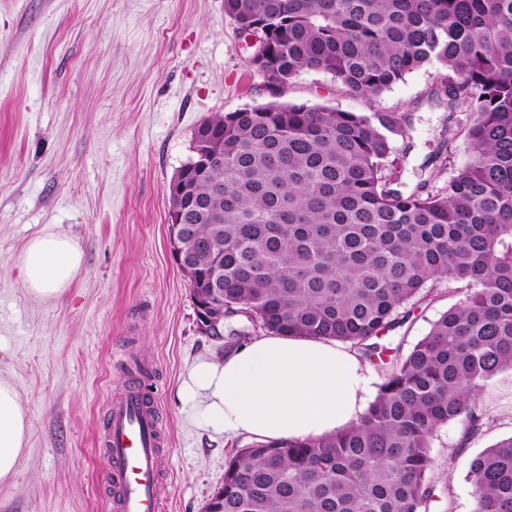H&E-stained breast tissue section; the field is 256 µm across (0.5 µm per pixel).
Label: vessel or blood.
Wrapping results in <instances>:
<instances>
[{"mask_svg":"<svg viewBox=\"0 0 512 512\" xmlns=\"http://www.w3.org/2000/svg\"><path fill=\"white\" fill-rule=\"evenodd\" d=\"M160 421L154 396L138 379L113 393L107 405L103 454L114 512H161Z\"/></svg>","mask_w":512,"mask_h":512,"instance_id":"b4317fda","label":"vessel or blood"}]
</instances>
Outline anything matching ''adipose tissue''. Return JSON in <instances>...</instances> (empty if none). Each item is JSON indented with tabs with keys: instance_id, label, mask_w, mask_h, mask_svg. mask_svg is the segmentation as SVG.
<instances>
[{
	"instance_id": "adipose-tissue-1",
	"label": "adipose tissue",
	"mask_w": 512,
	"mask_h": 512,
	"mask_svg": "<svg viewBox=\"0 0 512 512\" xmlns=\"http://www.w3.org/2000/svg\"><path fill=\"white\" fill-rule=\"evenodd\" d=\"M75 241L60 232L31 238L21 256L27 292L59 298L82 266ZM370 366L332 340L266 333L202 361L181 388L191 418L215 432L270 442L328 436L366 408ZM27 411L0 380V483L10 480L26 450Z\"/></svg>"
}]
</instances>
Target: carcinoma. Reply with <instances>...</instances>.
<instances>
[{
  "instance_id": "cac0c4a2",
  "label": "carcinoma",
  "mask_w": 512,
  "mask_h": 512,
  "mask_svg": "<svg viewBox=\"0 0 512 512\" xmlns=\"http://www.w3.org/2000/svg\"><path fill=\"white\" fill-rule=\"evenodd\" d=\"M261 40L250 62L280 95L331 75L368 112L272 102L201 123L169 184L180 264L211 310L266 332L332 339L379 359L359 420L319 439L255 441L224 468L212 512H429L450 421L484 423L480 397L512 371V0H224ZM448 115L468 112L470 160L442 190L403 189L395 142L412 114L375 105L418 69ZM442 281L459 299L407 352L379 335ZM473 512H512V435L477 453Z\"/></svg>"
}]
</instances>
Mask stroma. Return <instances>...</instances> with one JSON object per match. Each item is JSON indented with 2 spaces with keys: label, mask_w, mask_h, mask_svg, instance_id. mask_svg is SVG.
<instances>
[{
  "label": "stroma",
  "mask_w": 512,
  "mask_h": 512,
  "mask_svg": "<svg viewBox=\"0 0 512 512\" xmlns=\"http://www.w3.org/2000/svg\"><path fill=\"white\" fill-rule=\"evenodd\" d=\"M249 55L224 0H0V379L31 422L22 462L0 484V512H112L101 440L107 400L131 377L121 353L153 367L162 512H204L228 454L248 445L190 419L179 397L193 366L225 349L201 332L174 260L168 187L200 123L268 102ZM434 75L414 71L378 101L413 115L400 165L410 190L427 178L444 187L470 158L464 134L448 135L470 115L431 106ZM285 98L370 109L313 71ZM48 231L83 254L52 302L28 294L19 263L27 241ZM438 290L381 345L405 351L425 336L453 302L447 283ZM482 402L494 412L480 433L464 439L451 422L433 441L451 496L430 512H473L469 463L512 435V372L490 381Z\"/></svg>",
  "instance_id": "1"
}]
</instances>
